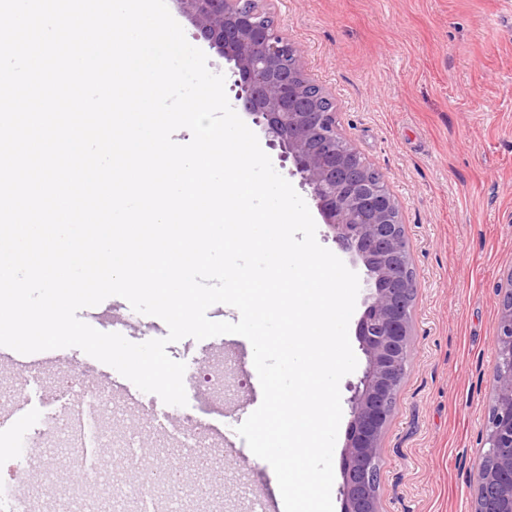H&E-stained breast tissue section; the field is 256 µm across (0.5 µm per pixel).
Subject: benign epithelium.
<instances>
[{"label": "benign epithelium", "mask_w": 512, "mask_h": 512, "mask_svg": "<svg viewBox=\"0 0 512 512\" xmlns=\"http://www.w3.org/2000/svg\"><path fill=\"white\" fill-rule=\"evenodd\" d=\"M274 0H177L196 38L237 76L236 100L293 164L338 248L363 271L355 337L366 364L350 398L342 512H379L378 450L411 355L417 288L401 207L384 177L340 132L336 101L306 73L303 51L272 17ZM492 404L472 476V512H512V269L496 288Z\"/></svg>", "instance_id": "7a95c632"}]
</instances>
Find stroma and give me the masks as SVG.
I'll use <instances>...</instances> for the list:
<instances>
[{"label":"stroma","mask_w":512,"mask_h":512,"mask_svg":"<svg viewBox=\"0 0 512 512\" xmlns=\"http://www.w3.org/2000/svg\"><path fill=\"white\" fill-rule=\"evenodd\" d=\"M275 19L335 96L341 131L402 206L417 291L411 356L380 443V512H471L469 470L492 400L496 286L512 269V0H277ZM78 316L102 332L129 320L133 343L168 334L117 296ZM197 348L191 337L167 348L187 371L210 376L177 413L236 429L261 389L252 346L239 338L210 363L197 362ZM55 355L31 379L0 367V404L27 402L19 431L55 412L48 393L61 377L83 388L87 354ZM134 421L152 428L147 403L118 393L99 416L122 431ZM209 453L224 480L197 497L196 512H251L247 491L275 482L272 467L241 439L232 453L214 440ZM26 458L0 456V486L26 478L29 512H61L64 499Z\"/></svg>","instance_id":"1"}]
</instances>
